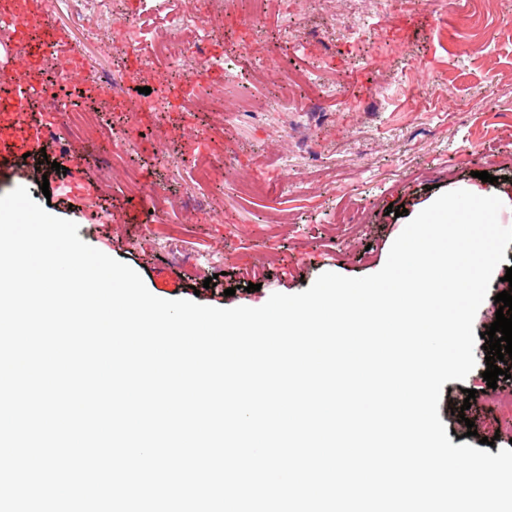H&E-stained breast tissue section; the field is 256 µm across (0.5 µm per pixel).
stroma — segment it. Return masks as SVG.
<instances>
[{"label":"stroma","instance_id":"35a3bbf8","mask_svg":"<svg viewBox=\"0 0 512 512\" xmlns=\"http://www.w3.org/2000/svg\"><path fill=\"white\" fill-rule=\"evenodd\" d=\"M107 7V24L77 20L75 0L49 18L60 44L79 50L76 70L69 55L37 57L18 33L0 37V66H30L104 125L76 143L44 136L43 164L27 152L34 126L0 112V143L11 147L0 153V195L26 187L50 214L75 222L83 241L134 269L153 296L259 307L272 294L308 289L325 272L374 274L408 219L457 189L498 195V219L512 227V0H279L265 17L254 14L251 0H210L209 50L225 65L198 88L226 85V113L175 101L147 116L130 109L142 87L194 80L195 61L163 70L113 51L118 28L131 24L140 4L108 0ZM247 51L257 53L270 81L236 72ZM294 69L342 85V97L302 117L278 111L272 76ZM92 71L127 79L106 100L88 78ZM241 98L256 117L233 113ZM125 126L128 149L116 136ZM207 132L214 172L197 187L177 163ZM122 150L143 178L141 194L109 167ZM59 165L65 173H56ZM481 171L495 183L478 179ZM153 189L173 207L156 209L147 196ZM392 205L405 215L389 214ZM211 276L215 286L204 287ZM252 283L258 291H249ZM474 355L477 367L448 381L438 414L468 445L493 439L495 455L512 447V404L490 402L483 346ZM468 389L474 399H466Z\"/></svg>","mask_w":512,"mask_h":512}]
</instances>
